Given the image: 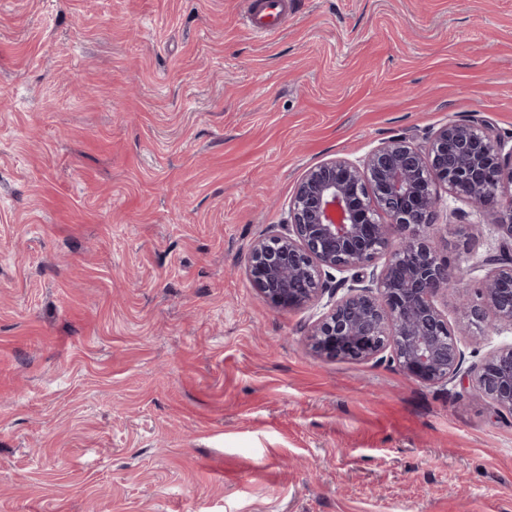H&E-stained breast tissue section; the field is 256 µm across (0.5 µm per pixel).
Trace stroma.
Returning a JSON list of instances; mask_svg holds the SVG:
<instances>
[{"mask_svg":"<svg viewBox=\"0 0 512 512\" xmlns=\"http://www.w3.org/2000/svg\"><path fill=\"white\" fill-rule=\"evenodd\" d=\"M0 0V512H512V414L307 347L247 273L302 175L477 119L512 136V0ZM501 233L433 246L465 324ZM288 0H255L250 2L246 15L249 30L253 35L267 38L274 35L286 19Z\"/></svg>","mask_w":512,"mask_h":512,"instance_id":"1","label":"stroma"}]
</instances>
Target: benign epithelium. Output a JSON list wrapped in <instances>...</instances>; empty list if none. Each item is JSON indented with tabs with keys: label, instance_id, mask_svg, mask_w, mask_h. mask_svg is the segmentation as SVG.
<instances>
[{
	"label": "benign epithelium",
	"instance_id": "benign-epithelium-1",
	"mask_svg": "<svg viewBox=\"0 0 512 512\" xmlns=\"http://www.w3.org/2000/svg\"><path fill=\"white\" fill-rule=\"evenodd\" d=\"M485 214L504 236L500 255L460 308L469 322L487 315L512 325V145L471 121L449 122L423 141L387 140L360 160L337 157L306 171L287 216L255 240L248 274L278 309L330 300L308 327L318 358L389 359L427 385L467 383L512 413V344L463 367L459 332L439 305L460 265L431 238L442 194ZM414 228L396 247L393 238ZM350 274L352 285L339 286Z\"/></svg>",
	"mask_w": 512,
	"mask_h": 512
}]
</instances>
